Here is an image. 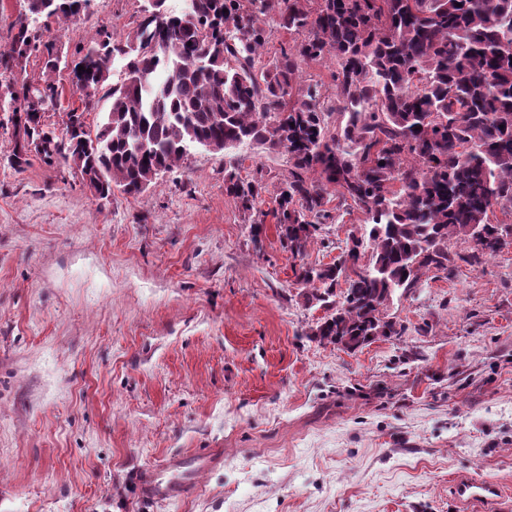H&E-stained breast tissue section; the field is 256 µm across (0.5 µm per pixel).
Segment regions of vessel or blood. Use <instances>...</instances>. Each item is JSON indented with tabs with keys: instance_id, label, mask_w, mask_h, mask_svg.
Segmentation results:
<instances>
[{
	"instance_id": "vessel-or-blood-1",
	"label": "vessel or blood",
	"mask_w": 512,
	"mask_h": 512,
	"mask_svg": "<svg viewBox=\"0 0 512 512\" xmlns=\"http://www.w3.org/2000/svg\"><path fill=\"white\" fill-rule=\"evenodd\" d=\"M223 461L216 448H194L168 455L144 470L141 493L160 504L189 497L198 489L199 475L219 467ZM452 495L462 505L492 504L498 512H512V496L494 476H457L452 483Z\"/></svg>"
}]
</instances>
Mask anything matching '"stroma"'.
Masks as SVG:
<instances>
[{
    "instance_id": "1",
    "label": "stroma",
    "mask_w": 512,
    "mask_h": 512,
    "mask_svg": "<svg viewBox=\"0 0 512 512\" xmlns=\"http://www.w3.org/2000/svg\"><path fill=\"white\" fill-rule=\"evenodd\" d=\"M144 0L37 18L69 58L119 37ZM0 112V512H458L459 475L512 488V244L394 297L401 335L312 340L296 260L260 243L224 167L279 177L286 152L191 148L131 197L68 165L10 166ZM302 259L335 263L359 210L328 204ZM187 448L224 463L153 506L142 469Z\"/></svg>"
}]
</instances>
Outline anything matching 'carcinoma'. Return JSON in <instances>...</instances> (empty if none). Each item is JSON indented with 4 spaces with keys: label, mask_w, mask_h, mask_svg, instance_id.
Wrapping results in <instances>:
<instances>
[{
    "label": "carcinoma",
    "mask_w": 512,
    "mask_h": 512,
    "mask_svg": "<svg viewBox=\"0 0 512 512\" xmlns=\"http://www.w3.org/2000/svg\"><path fill=\"white\" fill-rule=\"evenodd\" d=\"M90 0H29L30 14L73 23ZM300 35L271 56L262 16ZM33 52L44 72L16 91L8 78ZM121 82L107 86L115 58ZM332 61V105L298 84L303 64ZM84 70H78V66ZM74 74L84 109L111 100L103 121L66 113L65 133L45 130L59 97L52 75ZM0 99L9 97L20 172L35 154L62 161L101 199L137 196L181 165L190 149L226 151L252 141L288 153L273 207L258 210L264 176L224 167V193L258 240L270 216L292 256L328 218L329 189L365 216L335 263L294 269L299 295L328 310L311 335L354 350L401 334L387 309L429 272L451 274L512 238V0H190L174 15L148 0L136 25L85 49L71 67L27 19L0 48Z\"/></svg>",
    "instance_id": "carcinoma-1"
}]
</instances>
